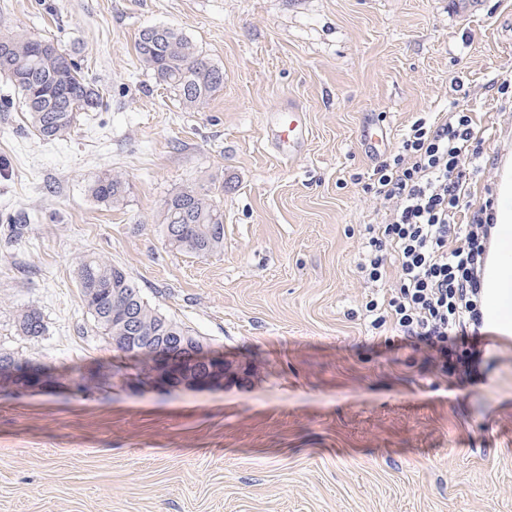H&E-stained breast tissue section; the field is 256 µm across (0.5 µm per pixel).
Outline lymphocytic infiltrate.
Instances as JSON below:
<instances>
[{
	"instance_id": "1",
	"label": "lymphocytic infiltrate",
	"mask_w": 512,
	"mask_h": 512,
	"mask_svg": "<svg viewBox=\"0 0 512 512\" xmlns=\"http://www.w3.org/2000/svg\"><path fill=\"white\" fill-rule=\"evenodd\" d=\"M470 113L417 118L396 154L373 169L367 191L396 206L389 219L365 228L358 267L376 283L395 272L396 285L366 305L389 321L399 347L423 355L449 388L471 379L484 326L481 270L495 227L492 201L466 216L468 181L483 153Z\"/></svg>"
}]
</instances>
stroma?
Returning a JSON list of instances; mask_svg holds the SVG:
<instances>
[{
	"mask_svg": "<svg viewBox=\"0 0 512 512\" xmlns=\"http://www.w3.org/2000/svg\"><path fill=\"white\" fill-rule=\"evenodd\" d=\"M178 29L224 83L188 109L140 62L147 26ZM58 42L104 103L63 140L31 128L0 75V350L55 365L38 392L0 395V512H512V347L483 346L450 392L384 344L355 269L364 225L395 203L363 188L420 116L471 112L485 154L470 211L512 155V0H0V31ZM464 94H455V78ZM299 103L300 154L275 146ZM123 206L93 199L104 172ZM222 184L224 249L173 250L171 190ZM240 371L218 390L81 384L113 360L80 298L88 254ZM41 309L44 336L17 317Z\"/></svg>",
	"mask_w": 512,
	"mask_h": 512,
	"instance_id": "stroma-1",
	"label": "stroma"
}]
</instances>
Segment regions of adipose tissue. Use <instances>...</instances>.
I'll return each mask as SVG.
<instances>
[{
    "label": "adipose tissue",
    "mask_w": 512,
    "mask_h": 512,
    "mask_svg": "<svg viewBox=\"0 0 512 512\" xmlns=\"http://www.w3.org/2000/svg\"><path fill=\"white\" fill-rule=\"evenodd\" d=\"M498 228L496 240L498 257L497 287H484L482 313L484 321L496 333L512 335V165H507L498 181L494 200Z\"/></svg>",
    "instance_id": "ef3b65f1"
}]
</instances>
